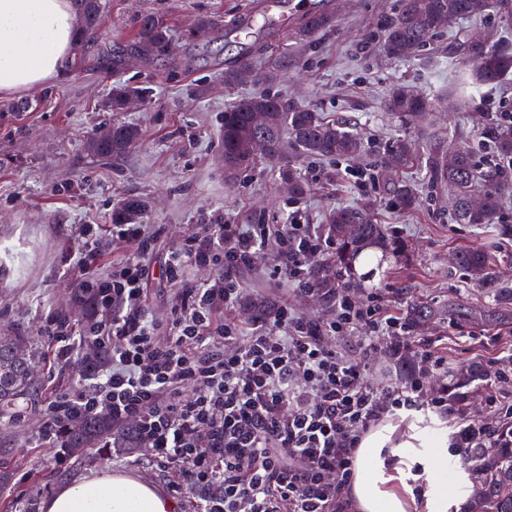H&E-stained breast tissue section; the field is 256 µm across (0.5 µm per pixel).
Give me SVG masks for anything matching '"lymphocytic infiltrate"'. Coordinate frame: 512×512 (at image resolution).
<instances>
[{"label": "lymphocytic infiltrate", "mask_w": 512, "mask_h": 512, "mask_svg": "<svg viewBox=\"0 0 512 512\" xmlns=\"http://www.w3.org/2000/svg\"><path fill=\"white\" fill-rule=\"evenodd\" d=\"M113 240L137 246L138 257L101 277L91 265L98 235L85 225L72 255L79 289L93 313L80 327L47 316L41 335L54 342V361L75 362L76 344L100 358L88 389L50 402L37 436L59 447L75 421L103 416L112 445L171 470L178 491H193L197 512H349L348 490L362 437L408 412L444 415L448 372L438 338L413 335L381 291L359 299L341 288L313 287L312 261L329 255V240L292 213L284 224H235L224 216L202 225L171 252L166 277L179 286L166 321L148 306L143 260L157 235L147 224H115ZM274 253L304 300L325 313L311 318L284 302L254 315L239 287L240 270L259 269ZM212 270L195 284L187 267ZM251 318L240 325L238 314ZM414 360L406 378L371 382L379 357ZM494 419L459 416L450 443L489 448L512 430V398L492 393Z\"/></svg>", "instance_id": "lymphocytic-infiltrate-1"}]
</instances>
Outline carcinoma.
Masks as SVG:
<instances>
[{
    "label": "carcinoma",
    "instance_id": "1",
    "mask_svg": "<svg viewBox=\"0 0 512 512\" xmlns=\"http://www.w3.org/2000/svg\"><path fill=\"white\" fill-rule=\"evenodd\" d=\"M78 21L76 53L84 52L86 43L97 38L103 25L101 0H72ZM489 0H400V6L382 26L384 50L394 59H408L430 47L433 39L459 19L486 15ZM335 18L328 12H310L303 16L295 30L301 44L312 42L321 32L331 28ZM134 44L131 54L136 59L168 56L177 50L169 21L158 13L139 15L134 21ZM459 65L462 70L476 69L480 84L493 86L512 72V40L494 38L484 31L460 38ZM273 76H257L249 62L224 67V85L237 87ZM152 89L145 85L116 83L105 108L124 112L131 105L151 102ZM456 101L444 98L431 101L418 92L400 88L389 97L386 108L401 117L415 118L436 107L452 108ZM140 137L138 127L114 124L109 136L94 140L91 150L112 161L120 160ZM483 137L493 148L494 160L480 162L473 151L460 143H448L443 152L424 154L411 139L393 141L380 158V168L388 173H402L417 165L427 169L432 183L448 191V205L461 224L485 228L500 221L507 200L512 199V125L488 124ZM367 142L357 131L325 120L321 114L302 106H294L279 95L265 91L241 98L224 110L221 123V147L224 154V176L228 181L259 162L275 163L279 179L288 184L291 198L306 193L301 175L302 163L325 160L350 163L366 152ZM397 203L412 208L419 203L415 189L405 183L395 188ZM151 212V201L143 196L122 199L112 208L114 224H144ZM326 234L334 242L331 258L313 263L311 277L318 288H347L351 280L352 262L367 251L385 250L390 235L376 222L371 209L338 206L328 213ZM456 264L468 274L478 277L484 288H494L505 300L512 290L500 283L490 268L488 251L483 247L460 250ZM21 337H0V403H8L30 389L33 357L22 348ZM73 442L85 448L98 443L112 444V425L99 418L74 426ZM478 488L463 512H512V442L504 439L492 448L480 449Z\"/></svg>",
    "mask_w": 512,
    "mask_h": 512
}]
</instances>
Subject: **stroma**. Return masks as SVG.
<instances>
[{
    "label": "stroma",
    "instance_id": "obj_1",
    "mask_svg": "<svg viewBox=\"0 0 512 512\" xmlns=\"http://www.w3.org/2000/svg\"><path fill=\"white\" fill-rule=\"evenodd\" d=\"M306 2V7L324 4ZM333 3L335 26L307 47L291 37L306 7H293L287 27L263 28L249 44L218 28L180 42L176 56L150 62L131 58L116 71L112 50L131 42L133 14L164 15L181 34L200 14L232 23L249 0H103L104 24L82 63L70 65L57 82L13 94V101L32 107L0 125V336L24 338L34 359V389L0 405V504L23 512L31 503L42 512L61 485L94 471L124 473L173 493L170 473L131 457L96 449L59 465L54 449L36 447L35 434L50 401L86 384L84 361L69 369L52 365L50 341L39 330L49 311L64 313L75 324L86 319L70 257L81 243V227L110 223L113 205L127 195L150 198L149 221L161 230L146 259L149 301L159 319L167 317L175 293L165 262L209 215L223 213L237 224L287 223L288 196L272 165L243 172L231 184L224 178V108L254 89L227 88L218 74L242 47H249L255 68L276 73L272 93L361 132L368 143L362 164L377 165L385 148L402 136L427 150L460 140L479 160L491 159L492 150L480 135L482 122L499 112L512 113V74L494 87L474 85L459 110L435 112L415 123L391 115L385 101L399 85L431 99L447 95L458 70L449 43L483 25L512 39V17L493 15L483 24L457 20L435 39L433 50L394 60L382 51L380 28L400 0ZM119 81L151 86L150 104L105 111L103 104ZM115 123L138 126L142 133L117 162L89 149ZM302 176L308 186L300 200L307 223L324 224L329 210L339 205L367 204L378 223L403 243V250L384 254L355 294L362 298L381 288L412 324L414 335L442 337L449 372L472 365L489 369V377L465 387L462 407L474 419L490 420L486 392L512 397V378L497 375L498 358L512 354V304L499 302L492 289L477 287L451 257L462 248L482 246L494 254L497 273L512 277V236L495 226L455 223L447 198L435 193L422 169L402 175L422 199L414 209L397 205L391 180L363 192L334 163L307 161Z\"/></svg>",
    "mask_w": 512,
    "mask_h": 512
}]
</instances>
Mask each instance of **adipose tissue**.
I'll return each mask as SVG.
<instances>
[{
  "label": "adipose tissue",
  "instance_id": "obj_1",
  "mask_svg": "<svg viewBox=\"0 0 512 512\" xmlns=\"http://www.w3.org/2000/svg\"><path fill=\"white\" fill-rule=\"evenodd\" d=\"M76 18L69 0H0V94L60 79L74 47ZM349 488L355 512H455L470 493V477L448 453V437L417 425L387 423L362 439ZM46 512H175L159 489L101 473L63 485Z\"/></svg>",
  "mask_w": 512,
  "mask_h": 512
}]
</instances>
